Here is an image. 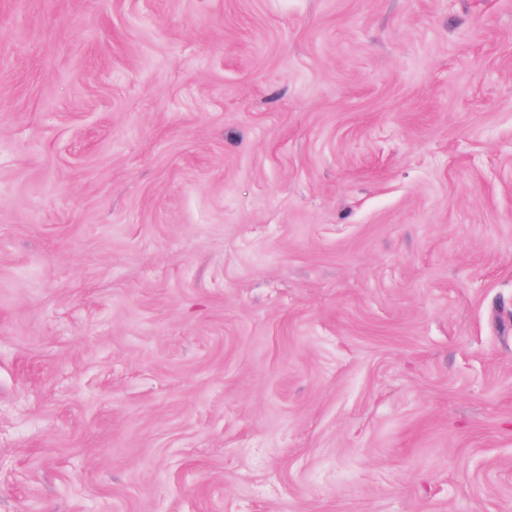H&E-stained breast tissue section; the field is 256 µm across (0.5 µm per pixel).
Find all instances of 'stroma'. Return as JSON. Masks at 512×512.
I'll return each instance as SVG.
<instances>
[{
    "instance_id": "1",
    "label": "stroma",
    "mask_w": 512,
    "mask_h": 512,
    "mask_svg": "<svg viewBox=\"0 0 512 512\" xmlns=\"http://www.w3.org/2000/svg\"><path fill=\"white\" fill-rule=\"evenodd\" d=\"M0 512H512V0H0Z\"/></svg>"
}]
</instances>
